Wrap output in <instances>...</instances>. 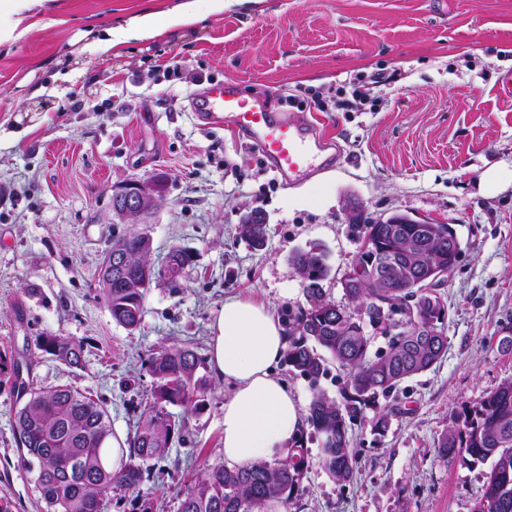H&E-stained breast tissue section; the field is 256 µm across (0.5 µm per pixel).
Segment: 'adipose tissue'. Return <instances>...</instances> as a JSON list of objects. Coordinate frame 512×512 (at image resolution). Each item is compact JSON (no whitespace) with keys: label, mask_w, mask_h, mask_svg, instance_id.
Segmentation results:
<instances>
[{"label":"adipose tissue","mask_w":512,"mask_h":512,"mask_svg":"<svg viewBox=\"0 0 512 512\" xmlns=\"http://www.w3.org/2000/svg\"><path fill=\"white\" fill-rule=\"evenodd\" d=\"M196 0H180L164 15L135 16L124 27L87 44L95 53L129 40L153 38L197 19ZM287 349L285 330L271 308L250 297L231 295L212 325L208 367L232 386L224 402V461L230 466L274 462L288 455L303 427V411L287 385L273 374Z\"/></svg>","instance_id":"1"}]
</instances>
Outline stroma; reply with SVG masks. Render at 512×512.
Returning a JSON list of instances; mask_svg holds the SVG:
<instances>
[{"instance_id":"1","label":"stroma","mask_w":512,"mask_h":512,"mask_svg":"<svg viewBox=\"0 0 512 512\" xmlns=\"http://www.w3.org/2000/svg\"><path fill=\"white\" fill-rule=\"evenodd\" d=\"M178 0H46L29 30L0 42V355L29 367L42 389L68 385L102 404L117 431L134 434L151 400L147 362L187 346L200 360L203 406L166 460L108 512H179L182 493L224 460V399L230 385L207 365L210 326L230 295L253 297L279 319L305 305L291 261L321 245L331 273L323 286L339 305L358 257L345 208L373 219L403 212L448 224L462 253L441 290L448 348L430 371L406 379L349 423L356 477L336 482L311 464L288 512H476L491 465L437 451L512 380V185L485 192L483 170L512 172V0H237L196 23L95 54L87 42ZM68 80L50 83L58 70ZM241 80L272 109L315 121L340 149L336 164L283 185L247 138L200 120L190 103L210 83ZM373 82L350 111H318L316 93L345 94ZM44 95H36L38 87ZM27 134L12 140L19 129ZM163 177L165 192L146 230L150 264L174 248L191 262L178 286L155 279L140 328L117 324L100 297L98 273L115 223L112 189ZM262 212L264 247L240 226ZM79 341L70 366L38 349V337ZM310 381L279 363L276 377L309 407L315 390L341 398L347 373L328 362ZM11 370L0 373V505L39 512L17 464ZM387 416L388 428L374 424Z\"/></svg>"}]
</instances>
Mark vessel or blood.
<instances>
[{"label":"vessel or blood","mask_w":512,"mask_h":512,"mask_svg":"<svg viewBox=\"0 0 512 512\" xmlns=\"http://www.w3.org/2000/svg\"><path fill=\"white\" fill-rule=\"evenodd\" d=\"M193 109L204 113L207 120L225 123L246 135L282 177L301 175L316 157L322 158L325 166L333 164L326 154L331 142L316 125L288 112L272 111L265 101L249 98L236 79L208 87L195 100Z\"/></svg>","instance_id":"b4317fda"}]
</instances>
